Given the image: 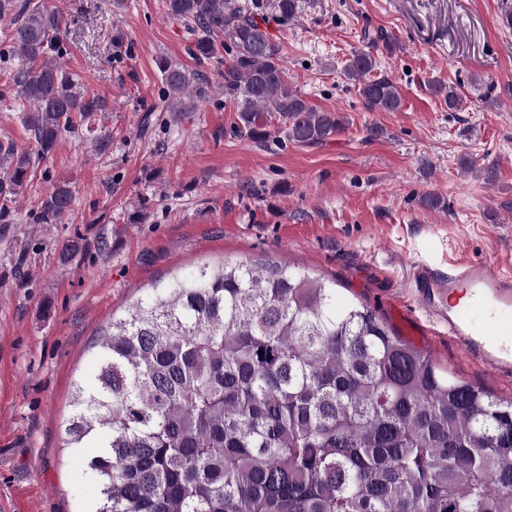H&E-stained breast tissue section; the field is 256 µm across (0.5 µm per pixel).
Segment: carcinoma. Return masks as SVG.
<instances>
[{
    "label": "carcinoma",
    "instance_id": "carcinoma-1",
    "mask_svg": "<svg viewBox=\"0 0 512 512\" xmlns=\"http://www.w3.org/2000/svg\"><path fill=\"white\" fill-rule=\"evenodd\" d=\"M303 0H162L183 22L189 56L224 65L237 130L315 144L344 129L290 86L267 11L290 21ZM0 99L19 104L32 147L0 142V223L65 133L93 126L106 98L67 72V21L41 0H0ZM347 78L370 112L402 96L373 78V52L397 43L361 31ZM168 111H192L209 79L161 67ZM431 91L448 111L462 96ZM73 202L66 181L38 203L54 224ZM97 369L73 382L65 444L93 474L86 512H512V401L448 377L396 340L366 305H336L334 283L270 259L224 260L175 277L99 333ZM264 355H259V351ZM87 448L94 449L90 455Z\"/></svg>",
    "mask_w": 512,
    "mask_h": 512
}]
</instances>
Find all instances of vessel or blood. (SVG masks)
Segmentation results:
<instances>
[{"label": "vessel or blood", "mask_w": 512, "mask_h": 512, "mask_svg": "<svg viewBox=\"0 0 512 512\" xmlns=\"http://www.w3.org/2000/svg\"><path fill=\"white\" fill-rule=\"evenodd\" d=\"M415 299L448 326L464 350L497 374H512V273L484 261L420 263L409 274Z\"/></svg>", "instance_id": "obj_1"}]
</instances>
